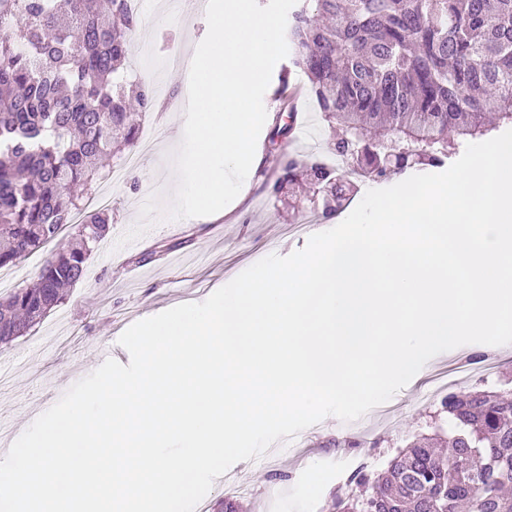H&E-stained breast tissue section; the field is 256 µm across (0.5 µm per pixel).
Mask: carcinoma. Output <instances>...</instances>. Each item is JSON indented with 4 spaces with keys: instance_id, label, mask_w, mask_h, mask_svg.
<instances>
[{
    "instance_id": "carcinoma-1",
    "label": "carcinoma",
    "mask_w": 512,
    "mask_h": 512,
    "mask_svg": "<svg viewBox=\"0 0 512 512\" xmlns=\"http://www.w3.org/2000/svg\"><path fill=\"white\" fill-rule=\"evenodd\" d=\"M140 16L127 0H0V268L40 249L81 214L76 243L55 252L33 284L0 296V344L25 336L65 300L112 226L86 210L106 173L94 162L137 141L157 108L125 64ZM291 64L275 95L300 74L321 119L370 160L390 145L442 166L460 142L486 136V112L512 123V0H304L288 19ZM316 159L281 161L286 184L360 176ZM448 434L422 436L387 468L349 482L362 495L333 512H512V397L487 389L441 403Z\"/></svg>"
}]
</instances>
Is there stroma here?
I'll return each instance as SVG.
<instances>
[{
	"label": "stroma",
	"instance_id": "obj_1",
	"mask_svg": "<svg viewBox=\"0 0 512 512\" xmlns=\"http://www.w3.org/2000/svg\"><path fill=\"white\" fill-rule=\"evenodd\" d=\"M161 4L143 0L141 25L127 60L129 79L159 83L174 94L163 111L144 118L160 129L161 137L142 153L139 166L123 182L110 186L111 230L88 257L83 280L28 335L0 345V375L8 379L0 389L1 449L12 445L27 415L51 407V395L70 371L97 369L130 325L183 303L202 302L260 259L288 255L309 238L257 176L249 180L234 208L192 222L161 220L143 235L142 246H118V239L139 222L140 208L151 195L169 199L174 176L170 155L182 139L183 104L188 99V79L170 57L176 52L193 54L207 34L192 8L176 17ZM293 101L305 130L299 143L285 139L274 145L270 126H263L259 141L265 177H275L282 157L306 160L313 153L330 152V130L312 101H296L288 94L278 97L270 90L264 95L267 111L274 113ZM488 358L496 364L487 386L512 393V356L506 346L468 344L438 354L391 398L394 414L366 418L355 427L328 416L301 431L298 446L276 443L262 457L234 464L230 472L245 483V490L236 493L215 482L204 498L209 512H216L223 500L236 501L240 512H327L332 497L350 492L353 470L382 471L416 436L447 428L440 404L424 397L427 379L437 366L466 363L476 368Z\"/></svg>",
	"mask_w": 512,
	"mask_h": 512
}]
</instances>
